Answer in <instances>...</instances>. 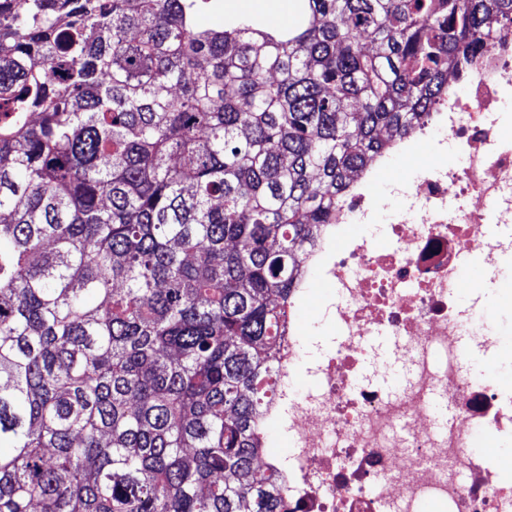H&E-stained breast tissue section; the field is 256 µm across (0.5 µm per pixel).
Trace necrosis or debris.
<instances>
[{"instance_id":"necrosis-or-debris-1","label":"necrosis or debris","mask_w":512,"mask_h":512,"mask_svg":"<svg viewBox=\"0 0 512 512\" xmlns=\"http://www.w3.org/2000/svg\"><path fill=\"white\" fill-rule=\"evenodd\" d=\"M461 87L435 99L412 137L395 140L374 159L336 206L306 264L335 285L326 310L342 343L308 358L302 332L281 338L276 391L265 419L285 420L286 456L261 452L287 493L283 512H512V480L473 448L475 434L512 437V392L465 374L460 337L483 350L500 332L476 305L461 302L463 263L481 251L489 271L512 249L491 224H512V23L498 25L488 48L461 71ZM418 140L457 148L463 165L421 170L414 186L395 184L396 209L370 199L364 184ZM386 224L395 246L361 237L340 245L348 224ZM392 336L387 352L369 350L377 333ZM410 361L401 393L383 391L376 374ZM369 364L373 374L360 368ZM317 381L302 393L298 371ZM451 414L436 422L437 403Z\"/></svg>"}]
</instances>
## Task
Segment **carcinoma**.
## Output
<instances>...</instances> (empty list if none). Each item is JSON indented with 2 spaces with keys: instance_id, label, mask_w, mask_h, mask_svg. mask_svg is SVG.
Wrapping results in <instances>:
<instances>
[{
  "instance_id": "obj_1",
  "label": "carcinoma",
  "mask_w": 512,
  "mask_h": 512,
  "mask_svg": "<svg viewBox=\"0 0 512 512\" xmlns=\"http://www.w3.org/2000/svg\"><path fill=\"white\" fill-rule=\"evenodd\" d=\"M0 0V512H281L288 296L512 0ZM292 0H211L198 12L202 28L218 29L237 16L245 14L255 28H283L294 22Z\"/></svg>"
}]
</instances>
